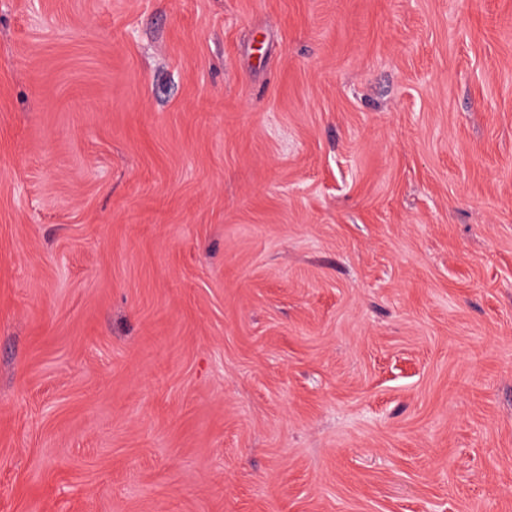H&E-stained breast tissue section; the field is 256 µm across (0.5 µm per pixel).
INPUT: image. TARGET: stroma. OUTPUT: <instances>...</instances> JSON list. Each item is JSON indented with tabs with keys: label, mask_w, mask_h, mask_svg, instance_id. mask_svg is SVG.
I'll use <instances>...</instances> for the list:
<instances>
[{
	"label": "stroma",
	"mask_w": 512,
	"mask_h": 512,
	"mask_svg": "<svg viewBox=\"0 0 512 512\" xmlns=\"http://www.w3.org/2000/svg\"><path fill=\"white\" fill-rule=\"evenodd\" d=\"M0 512H512V0H0Z\"/></svg>",
	"instance_id": "stroma-1"
}]
</instances>
